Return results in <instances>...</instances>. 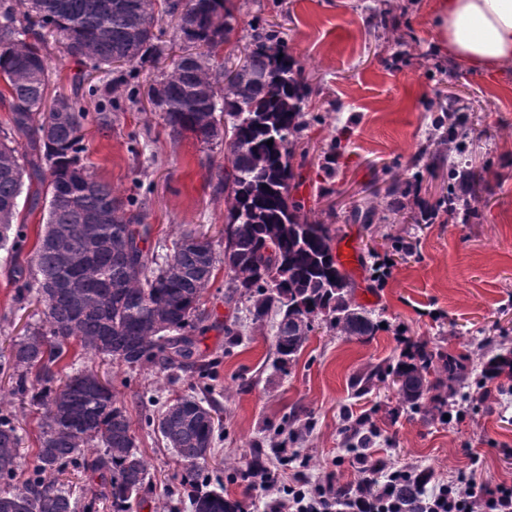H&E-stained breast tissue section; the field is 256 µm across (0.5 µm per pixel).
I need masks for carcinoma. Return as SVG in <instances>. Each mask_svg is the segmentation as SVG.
Masks as SVG:
<instances>
[{"label":"carcinoma","instance_id":"1","mask_svg":"<svg viewBox=\"0 0 512 512\" xmlns=\"http://www.w3.org/2000/svg\"><path fill=\"white\" fill-rule=\"evenodd\" d=\"M179 19L176 38L195 47L172 58L171 72L149 89L175 137L192 134L209 144L224 141V190L232 199L224 225V265L235 273L230 296L253 301V319L271 310L277 362L294 360L315 319L322 316L345 335L367 340L378 325L352 307V280L339 263L330 226L309 220L290 198L294 159L311 89L296 61L259 36L238 63L224 69V86L211 71L229 41L232 0H165ZM62 53L93 70L142 61L163 53L153 0H0V99H8L10 127L0 130V250L18 254L26 242L18 222L20 199L47 203L44 228L27 266L15 270L17 299L35 293L42 317L0 353V372L12 392L41 409L38 451L18 476L19 436L14 419L0 413V512H95L99 497L113 512H129L149 482V468L131 434L112 382L94 369L65 373L59 362L79 345L103 360L131 369L191 367L201 373L195 333L207 316L201 297L218 256L207 239L187 231L161 255L148 246L152 227L139 204L112 195L83 163L85 127L110 130L119 120L102 97L89 111L77 96L46 104L50 72L47 37ZM459 99L448 97V141L468 137ZM272 145H267L268 140ZM37 189H32V185ZM408 194L395 182L387 190L394 213ZM512 377V351L484 355L482 376ZM392 379L402 403L441 410L438 390L462 380L457 356L438 364L426 352L371 372L361 392ZM216 410L194 397L175 400L154 418L162 439L184 467L181 486L194 512H239L236 501L210 488L204 475ZM107 473V491L83 505L62 475Z\"/></svg>","mask_w":512,"mask_h":512}]
</instances>
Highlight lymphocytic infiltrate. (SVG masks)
<instances>
[{
	"label": "lymphocytic infiltrate",
	"mask_w": 512,
	"mask_h": 512,
	"mask_svg": "<svg viewBox=\"0 0 512 512\" xmlns=\"http://www.w3.org/2000/svg\"><path fill=\"white\" fill-rule=\"evenodd\" d=\"M356 483L287 481L272 462L250 465L254 512H512V485L476 487L473 478L434 480L415 464L389 467L360 455Z\"/></svg>",
	"instance_id": "obj_1"
}]
</instances>
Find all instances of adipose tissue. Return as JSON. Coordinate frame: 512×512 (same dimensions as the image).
<instances>
[{"label": "adipose tissue", "mask_w": 512, "mask_h": 512, "mask_svg": "<svg viewBox=\"0 0 512 512\" xmlns=\"http://www.w3.org/2000/svg\"><path fill=\"white\" fill-rule=\"evenodd\" d=\"M432 25L439 46L471 69L512 66V0H439Z\"/></svg>", "instance_id": "obj_1"}]
</instances>
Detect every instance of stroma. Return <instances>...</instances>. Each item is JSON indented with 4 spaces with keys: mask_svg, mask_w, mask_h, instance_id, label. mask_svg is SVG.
<instances>
[{
    "mask_svg": "<svg viewBox=\"0 0 512 512\" xmlns=\"http://www.w3.org/2000/svg\"><path fill=\"white\" fill-rule=\"evenodd\" d=\"M436 0H233L235 20L223 57H243L255 33L277 31L312 89L308 124L295 159L291 195L310 220L329 224L335 241L350 239L359 265L350 270L352 302L376 321L360 341L316 320L296 358L276 362L279 321L268 314L255 323L246 298H229L234 277L217 266L201 297L208 319L200 338L207 377L189 370L131 369L92 359L112 382L130 418L136 445L150 468V482L131 512H192L180 493L182 467L162 437L145 422L181 396L212 404L215 428L209 471L226 498L246 497L241 474L275 434L298 436V454L286 478H358L342 428L347 417H366L380 432L367 453L390 466L414 462L435 479L473 475L476 482L512 485V379L482 381L479 350L512 349V66L471 70L440 50L432 26ZM49 95L89 87L111 97L125 113L111 131L87 125L86 163L114 196L139 200L159 248L189 230L224 251V219L231 200L224 191L223 144L205 145L191 135L172 136L162 111L149 100L150 85L170 71L162 56L112 71L85 74L50 42ZM142 100L128 109L130 90ZM457 97L470 131L463 152L481 181L469 202L468 223L449 219L448 147L439 141L440 105ZM337 143L336 175L320 169L321 153ZM436 158L437 168L414 172L417 156ZM410 182L405 210L388 215L386 190ZM434 209L418 223L421 204ZM377 218L360 224L353 209ZM393 267L385 282L374 279L383 258ZM17 258L0 251V352H8L27 325L39 319L35 298L18 302L13 269ZM432 356L468 354L465 377L453 399L461 418L443 424L402 403L395 388L359 394L354 381L395 363L405 341ZM0 411L13 414L19 454L31 464L39 446L36 407L11 392L0 374Z\"/></svg>",
    "mask_w": 512,
    "mask_h": 512,
    "instance_id": "1",
    "label": "stroma"
}]
</instances>
